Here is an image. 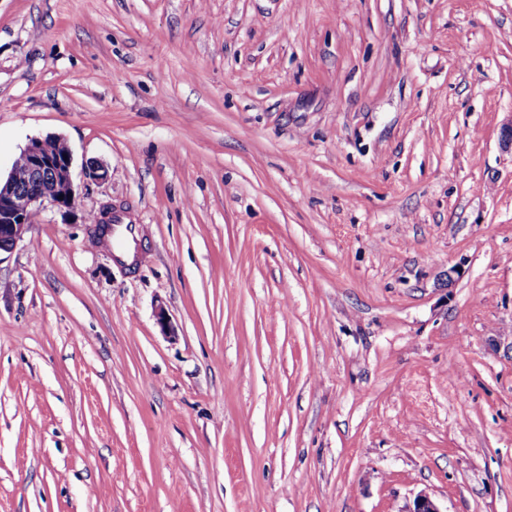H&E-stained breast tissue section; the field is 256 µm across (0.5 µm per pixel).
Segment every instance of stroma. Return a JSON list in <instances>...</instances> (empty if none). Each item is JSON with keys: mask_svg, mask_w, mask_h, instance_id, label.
Masks as SVG:
<instances>
[{"mask_svg": "<svg viewBox=\"0 0 512 512\" xmlns=\"http://www.w3.org/2000/svg\"><path fill=\"white\" fill-rule=\"evenodd\" d=\"M511 123L512 0H0V178L80 190L0 256V512H512ZM123 212L120 207L108 202L102 206L99 215L95 216L94 224H90V234L97 244L108 245L114 231L113 217Z\"/></svg>", "mask_w": 512, "mask_h": 512, "instance_id": "stroma-1", "label": "stroma"}]
</instances>
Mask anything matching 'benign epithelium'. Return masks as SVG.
Listing matches in <instances>:
<instances>
[{
  "instance_id": "7a95c632",
  "label": "benign epithelium",
  "mask_w": 512,
  "mask_h": 512,
  "mask_svg": "<svg viewBox=\"0 0 512 512\" xmlns=\"http://www.w3.org/2000/svg\"><path fill=\"white\" fill-rule=\"evenodd\" d=\"M24 165H14L0 182V254L12 252L28 232L32 218L46 201L69 211L76 204L72 179V155H54L49 140L33 139L22 152ZM122 209L108 202L102 206L90 234L98 244L109 243L113 217ZM405 512H444L427 493L418 494Z\"/></svg>"
}]
</instances>
